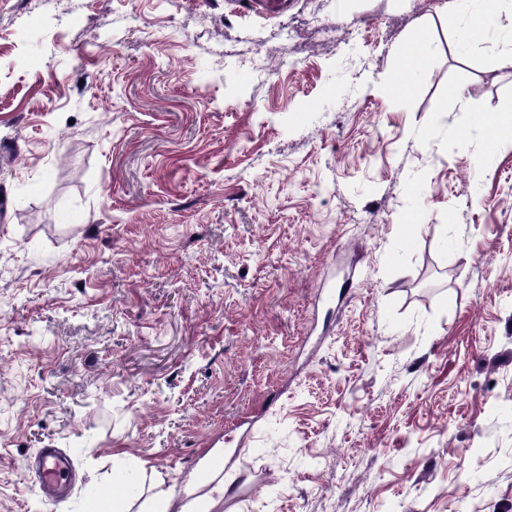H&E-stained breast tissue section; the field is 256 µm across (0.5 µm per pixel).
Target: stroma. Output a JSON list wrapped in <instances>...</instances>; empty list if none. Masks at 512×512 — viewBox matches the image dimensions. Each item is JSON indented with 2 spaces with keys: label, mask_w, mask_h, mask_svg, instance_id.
<instances>
[{
  "label": "stroma",
  "mask_w": 512,
  "mask_h": 512,
  "mask_svg": "<svg viewBox=\"0 0 512 512\" xmlns=\"http://www.w3.org/2000/svg\"><path fill=\"white\" fill-rule=\"evenodd\" d=\"M439 3L0 0V512H512V43ZM416 42L420 46L417 53L406 48H402L397 52V72L393 80L392 90L398 96L407 94L411 89L408 76L413 71L424 68L430 60L431 36L427 28L420 30ZM63 462L57 451L53 448H45L42 462L38 470L42 489L51 491L63 477Z\"/></svg>",
  "instance_id": "1"
}]
</instances>
